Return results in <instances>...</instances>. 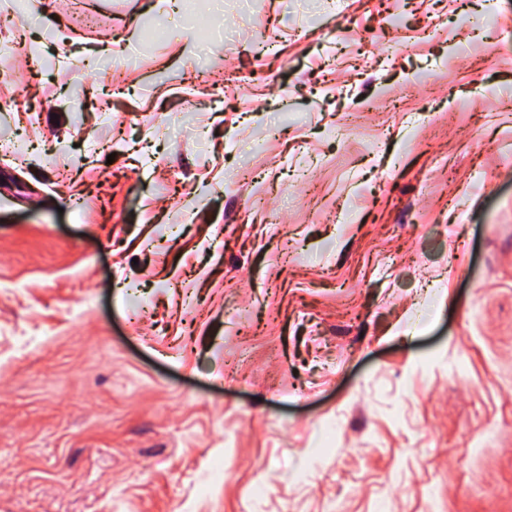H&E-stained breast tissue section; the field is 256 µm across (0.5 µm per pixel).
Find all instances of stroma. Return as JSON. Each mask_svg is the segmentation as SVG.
Returning a JSON list of instances; mask_svg holds the SVG:
<instances>
[{"mask_svg": "<svg viewBox=\"0 0 512 512\" xmlns=\"http://www.w3.org/2000/svg\"><path fill=\"white\" fill-rule=\"evenodd\" d=\"M87 2L0 25V512H512V0Z\"/></svg>", "mask_w": 512, "mask_h": 512, "instance_id": "stroma-1", "label": "stroma"}]
</instances>
